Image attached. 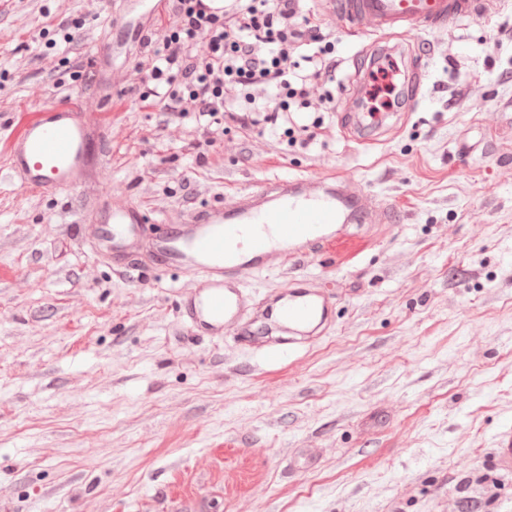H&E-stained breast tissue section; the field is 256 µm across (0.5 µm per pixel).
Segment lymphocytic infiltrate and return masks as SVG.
Instances as JSON below:
<instances>
[{
    "mask_svg": "<svg viewBox=\"0 0 512 512\" xmlns=\"http://www.w3.org/2000/svg\"><path fill=\"white\" fill-rule=\"evenodd\" d=\"M170 14L160 45L146 55L157 86L145 100L196 114L211 145L225 123L277 124L292 99L312 108L340 65L334 29L312 24L299 0H236L221 16L206 13L200 0H172Z\"/></svg>",
    "mask_w": 512,
    "mask_h": 512,
    "instance_id": "lymphocytic-infiltrate-1",
    "label": "lymphocytic infiltrate"
}]
</instances>
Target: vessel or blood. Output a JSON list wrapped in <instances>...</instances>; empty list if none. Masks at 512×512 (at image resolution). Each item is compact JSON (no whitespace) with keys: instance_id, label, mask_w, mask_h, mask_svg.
Masks as SVG:
<instances>
[{"instance_id":"1","label":"vessel or blood","mask_w":512,"mask_h":512,"mask_svg":"<svg viewBox=\"0 0 512 512\" xmlns=\"http://www.w3.org/2000/svg\"><path fill=\"white\" fill-rule=\"evenodd\" d=\"M501 0H327L330 14L359 33L444 30L477 13L497 11ZM96 133L78 111L54 105L12 136L6 171L30 191L76 188L96 178L104 166L92 143ZM98 224L78 211V229L95 251L121 274L140 253L159 266L187 273L181 315L189 330L212 339L233 334L238 343L273 364L285 352L275 330L312 335L330 323L323 291L292 279L281 294L261 295L246 286L254 273L298 262L336 240L340 224H391L397 213L376 204L360 187L342 180L290 177L267 180L240 195L237 203L207 205L181 221L151 231L148 220L125 196L112 194ZM494 463L512 473V429L495 440Z\"/></svg>"}]
</instances>
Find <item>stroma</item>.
<instances>
[{
	"label": "stroma",
	"instance_id": "obj_1",
	"mask_svg": "<svg viewBox=\"0 0 512 512\" xmlns=\"http://www.w3.org/2000/svg\"><path fill=\"white\" fill-rule=\"evenodd\" d=\"M138 24L161 28L140 0H0V160L6 129L56 104L101 130L103 190L151 217L305 176L354 179L403 220L248 277H307L333 304L324 335L262 366L189 335L185 274L94 255L74 222L90 194L0 180V512H512L491 455L512 428V0L380 44L337 29L335 97L379 47L422 58L418 105L362 145L336 112L309 143L280 124L207 145L194 114L141 102ZM99 57L139 92L96 80Z\"/></svg>",
	"mask_w": 512,
	"mask_h": 512
}]
</instances>
